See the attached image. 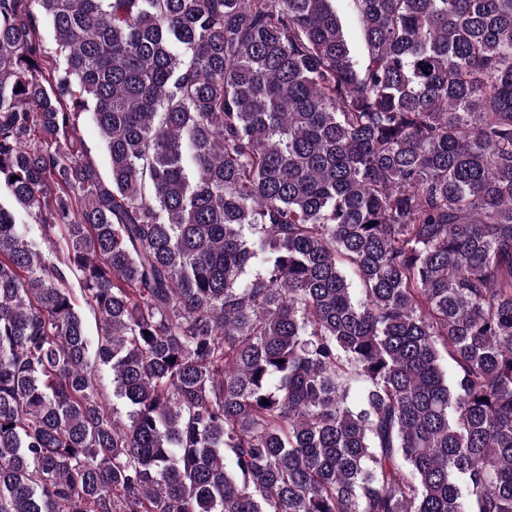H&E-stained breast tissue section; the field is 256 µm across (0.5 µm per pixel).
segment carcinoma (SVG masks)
Instances as JSON below:
<instances>
[{"instance_id":"1","label":"carcinoma","mask_w":512,"mask_h":512,"mask_svg":"<svg viewBox=\"0 0 512 512\" xmlns=\"http://www.w3.org/2000/svg\"><path fill=\"white\" fill-rule=\"evenodd\" d=\"M334 2L0 0V512H512V0ZM336 8L342 18L356 56L358 58L362 57L364 54V46L360 38V24L357 15L347 7L343 0L336 2ZM81 135L91 156L97 161L103 175L109 171L108 156L104 150L100 133L95 124L87 119L81 127Z\"/></svg>"}]
</instances>
